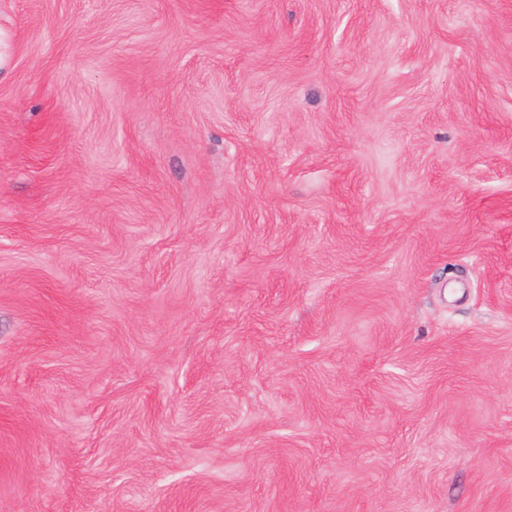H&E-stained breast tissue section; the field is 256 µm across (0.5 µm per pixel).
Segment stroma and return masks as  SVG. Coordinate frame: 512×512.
Returning <instances> with one entry per match:
<instances>
[{"label":"stroma","instance_id":"35a3bbf8","mask_svg":"<svg viewBox=\"0 0 512 512\" xmlns=\"http://www.w3.org/2000/svg\"><path fill=\"white\" fill-rule=\"evenodd\" d=\"M0 45V512H512V0Z\"/></svg>","mask_w":512,"mask_h":512}]
</instances>
